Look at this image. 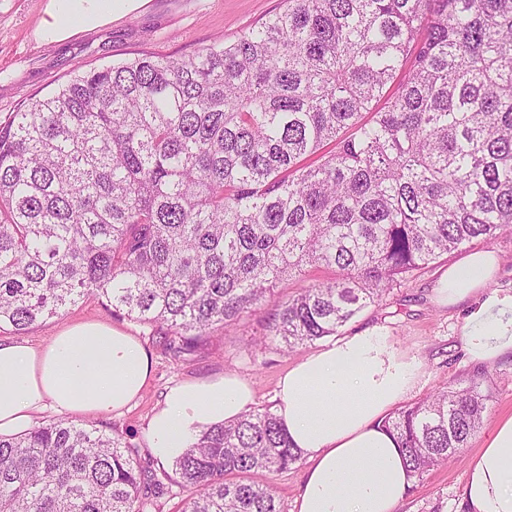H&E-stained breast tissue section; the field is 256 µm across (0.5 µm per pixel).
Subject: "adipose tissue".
Returning <instances> with one entry per match:
<instances>
[{
    "label": "adipose tissue",
    "mask_w": 512,
    "mask_h": 512,
    "mask_svg": "<svg viewBox=\"0 0 512 512\" xmlns=\"http://www.w3.org/2000/svg\"><path fill=\"white\" fill-rule=\"evenodd\" d=\"M148 2L47 0L36 37L61 43ZM500 264L495 251H473L435 287L440 305L467 303L460 336L477 365L512 354V289L494 285ZM152 368L135 336L100 322L63 326L37 346L0 339V435L30 428L47 407L81 415L122 411L141 396ZM421 369L378 327L328 341L288 369L274 410L308 462L292 512H395L408 477L397 439L382 421L413 391ZM254 403L249 381L235 373L173 386L148 421L149 451L160 462L173 461L201 430L236 419ZM463 506L512 512V415L496 422L470 459Z\"/></svg>",
    "instance_id": "obj_1"
}]
</instances>
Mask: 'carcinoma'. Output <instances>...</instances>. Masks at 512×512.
Listing matches in <instances>:
<instances>
[{
  "label": "carcinoma",
  "mask_w": 512,
  "mask_h": 512,
  "mask_svg": "<svg viewBox=\"0 0 512 512\" xmlns=\"http://www.w3.org/2000/svg\"><path fill=\"white\" fill-rule=\"evenodd\" d=\"M512 230V0H284L232 40L74 73L0 120V323L94 295L178 357L272 305L261 347L339 330L406 276ZM332 275L283 299L305 268ZM473 377L385 419L410 479L481 428ZM273 411L172 463L182 512H283ZM118 436H0V512H145Z\"/></svg>",
  "instance_id": "obj_1"
}]
</instances>
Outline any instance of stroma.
<instances>
[{
	"instance_id": "35a3bbf8",
	"label": "stroma",
	"mask_w": 512,
	"mask_h": 512,
	"mask_svg": "<svg viewBox=\"0 0 512 512\" xmlns=\"http://www.w3.org/2000/svg\"><path fill=\"white\" fill-rule=\"evenodd\" d=\"M45 0H0V119L30 99L55 89L74 73L137 57L141 53L189 55L217 40H229L278 11L281 0H150L145 11L112 21L104 27L77 33L62 43H43L35 36ZM462 251L440 257L430 268L415 273L382 301L368 306L341 328L349 336L373 326L384 328L396 347L421 359L423 369L410 402H417L456 379L479 374L462 349L459 309L439 305L434 287ZM98 321L137 336L153 358L152 375L141 397L123 413L83 416L82 421L105 434H118L138 451L154 473L163 466L150 455L144 430L154 408L168 388L192 381H213L233 372L251 383L258 408L272 406L279 378L307 354L301 346L286 351L272 343L255 349L261 333L258 316L240 320L211 337L190 355L176 360L154 336L153 326L113 315L94 296H88L57 317L17 333L0 326V338L37 345L62 325ZM482 390L490 396V411L479 432L461 450L457 460L440 465L416 481L396 512H461L465 470L472 455L484 447L493 423L512 414V355L487 370Z\"/></svg>"
}]
</instances>
